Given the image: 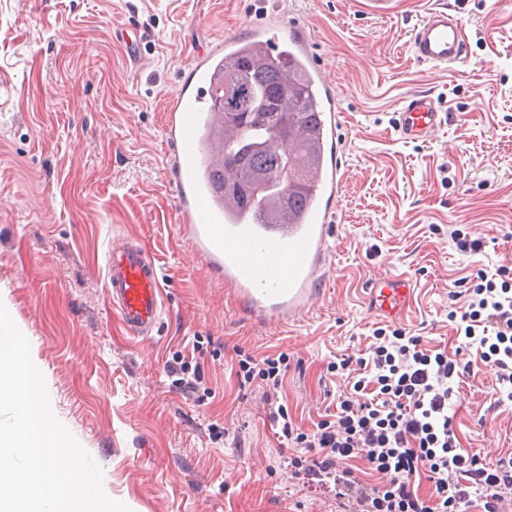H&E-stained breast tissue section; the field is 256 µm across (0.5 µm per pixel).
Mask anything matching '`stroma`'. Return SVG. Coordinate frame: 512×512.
<instances>
[{
    "label": "stroma",
    "mask_w": 512,
    "mask_h": 512,
    "mask_svg": "<svg viewBox=\"0 0 512 512\" xmlns=\"http://www.w3.org/2000/svg\"><path fill=\"white\" fill-rule=\"evenodd\" d=\"M462 21L464 63L416 61L427 6ZM258 22L302 23L344 114L346 181L324 294L300 317L260 322L177 217L165 108L199 51ZM139 51L129 55L125 37ZM425 91L450 121L400 139ZM484 249L461 255L448 227ZM136 239L165 285L159 326L131 336L104 287L108 247ZM512 267V0H0V302L31 346L56 417L130 512H338L331 488L293 478L262 390L239 389L237 350L287 354L282 395L302 429L326 415L327 371L366 348L379 318L365 282L403 273L417 299L399 328L457 346L448 294L477 268ZM199 363L184 391L171 371ZM485 370L456 408L463 448L512 452V401Z\"/></svg>",
    "instance_id": "obj_1"
}]
</instances>
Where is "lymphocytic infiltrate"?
Here are the masks:
<instances>
[{"label": "lymphocytic infiltrate", "instance_id": "1", "mask_svg": "<svg viewBox=\"0 0 512 512\" xmlns=\"http://www.w3.org/2000/svg\"><path fill=\"white\" fill-rule=\"evenodd\" d=\"M461 311H449L459 345L448 353L428 348L423 336L376 326L364 353L343 354L333 372L349 387L336 396L334 418L304 432L276 394L284 375L279 359L241 354L240 384L261 382L267 417L296 450L286 459L292 476L333 485L353 512H467L480 499L483 512L512 503V453L495 462L461 448L449 407L463 385L484 368L496 376V394L512 401V270L484 268L467 276ZM370 480H363L362 471ZM426 478L428 494L415 490Z\"/></svg>", "mask_w": 512, "mask_h": 512}]
</instances>
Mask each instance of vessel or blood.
Segmentation results:
<instances>
[{"label":"vessel or blood","mask_w":512,"mask_h":512,"mask_svg":"<svg viewBox=\"0 0 512 512\" xmlns=\"http://www.w3.org/2000/svg\"><path fill=\"white\" fill-rule=\"evenodd\" d=\"M459 19L447 8L434 7L415 27L411 50L419 62L450 65L464 62L468 51ZM284 34L295 54L312 63L305 32L288 26ZM237 36H225L220 48L202 53L192 72L195 84L182 86L166 105L165 135L178 193V217L188 226L212 266L223 269L225 282L258 321L283 320L306 312L319 298L330 253L332 213L323 200L338 198L345 164L334 160L314 174V198L290 224H257L235 205L218 201L201 179L204 168L223 151L220 140L204 141L202 129L214 124L208 108L213 68L221 54L237 47ZM327 112L320 117V136L331 144L342 139L343 114L331 87H324ZM444 123L430 93L409 96L399 110L397 131L408 142L428 140ZM104 284L110 302L128 333L150 335L159 323L164 285L154 259L137 246L122 243L108 248ZM373 312L399 319L409 307L414 287L404 278L387 275L368 281Z\"/></svg>","instance_id":"vessel-or-blood-1"}]
</instances>
